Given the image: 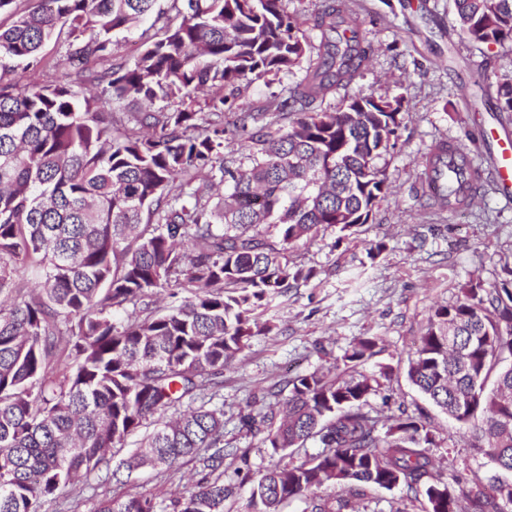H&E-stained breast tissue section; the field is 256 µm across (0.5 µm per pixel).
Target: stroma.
Returning <instances> with one entry per match:
<instances>
[{
	"label": "stroma",
	"instance_id": "obj_1",
	"mask_svg": "<svg viewBox=\"0 0 512 512\" xmlns=\"http://www.w3.org/2000/svg\"><path fill=\"white\" fill-rule=\"evenodd\" d=\"M347 2L372 52L360 77L326 105L343 109L358 94L402 97L397 146L381 159L391 188L356 233L331 226L291 245L289 258L316 276L284 293L270 290L264 316L276 324L275 334L252 338L225 369L224 440L246 451L255 475L314 453L311 442L273 452L241 419L283 401L288 380L343 367L355 340L374 338L375 354L355 367L379 379L369 406L384 417L424 413L435 439L431 452L449 479L486 481L496 469L473 452L459 424L428 403L406 372L432 308L454 302L470 279H502L504 265H512V203L489 185L476 204L445 211L420 180L422 159L435 142L476 145L481 160L488 153L484 130L512 136V113L495 109L499 80L512 76V43L490 48L471 42L455 24L453 0ZM379 243L383 251L369 258V248ZM117 477V489L128 494L166 497L180 488L162 469L122 468Z\"/></svg>",
	"mask_w": 512,
	"mask_h": 512
}]
</instances>
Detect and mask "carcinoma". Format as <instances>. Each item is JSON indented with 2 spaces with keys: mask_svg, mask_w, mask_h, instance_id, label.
Instances as JSON below:
<instances>
[{
  "mask_svg": "<svg viewBox=\"0 0 512 512\" xmlns=\"http://www.w3.org/2000/svg\"><path fill=\"white\" fill-rule=\"evenodd\" d=\"M156 2L41 0L0 29V512H44L80 474L112 480V449L148 427L127 470L193 462L199 479L168 498L106 497L93 512H224L225 461L246 462L224 447L213 404L224 368L274 331L257 313L268 291L315 277L289 246L322 226L368 223L388 190L378 160L394 146L402 99L324 107L371 50L343 0H328L311 36L288 0H170L158 12ZM453 2L469 40L512 42V0ZM148 18L156 33L139 56L116 58L115 34ZM51 40L77 81L18 89L9 76L46 68ZM301 69L290 95L224 124L240 83ZM495 110L512 112V81L498 83ZM228 140L247 153H224ZM473 182L449 173L448 205L468 204ZM504 272L432 309L408 378L474 452L512 473ZM130 306L139 315L116 319ZM377 345L360 338L344 361ZM288 385L279 422L264 413L244 425L276 453L309 441L320 451L254 479L253 512L294 498L309 512H358L366 485L404 488L425 512H512V483L499 477L448 485L422 417L389 424L368 409L372 378L314 371ZM328 484L344 493L319 494Z\"/></svg>",
  "mask_w": 512,
  "mask_h": 512,
  "instance_id": "carcinoma-1",
  "label": "carcinoma"
}]
</instances>
